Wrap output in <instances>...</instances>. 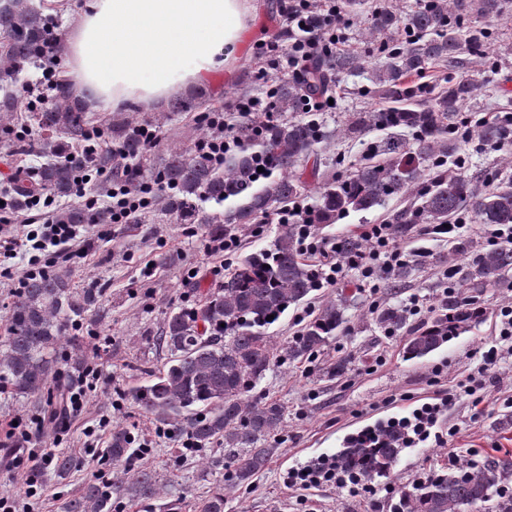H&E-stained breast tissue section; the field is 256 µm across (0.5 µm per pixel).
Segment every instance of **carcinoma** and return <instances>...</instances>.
Here are the masks:
<instances>
[{
    "label": "carcinoma",
    "mask_w": 512,
    "mask_h": 512,
    "mask_svg": "<svg viewBox=\"0 0 512 512\" xmlns=\"http://www.w3.org/2000/svg\"><path fill=\"white\" fill-rule=\"evenodd\" d=\"M363 0H339V18L348 25L358 17ZM503 0H421L409 12L381 8L372 13L366 32L378 58L372 83L387 100L382 112H354L341 134L362 140L373 130L408 129L416 141L417 161L400 156V144L386 152L366 153L356 163L336 155V176L320 180L321 153L334 134L312 122L306 102H325L334 94L338 79L364 69V58L338 49L310 61L302 69L272 81L275 108L296 117L274 121L258 116L242 120L236 130L239 148L215 164L206 150L173 145L167 150L155 180L167 188L154 205L130 216L132 224H194L211 236H222L262 224L298 203L314 183L317 200L309 219L312 229L335 223L351 212L372 211L390 200L410 196L414 205L390 218L391 232L405 238L415 224H447L460 213L475 224L512 225V174L495 172L473 178L446 170L465 140L475 136L495 151L512 150L509 121H490L475 127L456 126L458 112L479 90L478 82L458 72L473 59L488 71L497 69L499 53L492 34L474 25L473 14L498 16ZM49 19L28 0H0V120L22 111V98L12 90L16 76L40 60L50 42ZM446 72L440 86L414 83L430 65ZM27 126L37 132L32 151L47 158L42 165L19 169L11 181L12 200L24 207L36 196L59 198L74 191L81 163L77 150L95 130L84 115V105L72 98L67 84L55 87V103L29 111ZM119 150L106 149L94 156L92 166L108 169L136 191L140 171L148 166L149 148L132 129L119 123L111 129ZM271 174L254 178L258 162ZM213 202L224 210L207 212L201 204ZM59 224H107L103 210L94 214L65 207L56 212ZM301 226L281 223L272 243L241 256L216 289L201 294L190 309L166 313L156 345L169 356L163 371L129 396L141 413L161 426L173 427L174 436L188 438L196 448L217 447L224 452V468L235 484L247 486L265 470L277 448L271 438L282 430L284 409L275 400H255L250 392L272 367L288 358L302 363L315 359L337 332L346 328L349 297L343 293L325 303L281 349L267 329L290 307L311 300L322 285L319 264L304 257ZM365 248L359 237L336 239V256H352ZM441 263L460 264L461 290L448 296V314L410 327L409 312L401 303L368 310L381 328L404 333L406 357L422 359L451 341L460 330L480 320L483 289L512 279V247L481 245L469 237L448 242ZM414 266L406 263L384 276V287L396 296L409 282ZM103 312L99 295L71 287L68 277L48 271L27 280L12 306L8 336L0 346V383L17 399L30 403L39 418L61 419L70 392L83 383L82 362L72 356L73 372L63 375L58 349L78 347L75 332ZM272 319H267V316ZM383 446L366 448L347 443L336 453V467L366 481L389 475L403 451V443L381 425ZM134 434L112 430L101 467L124 468L125 476L110 482L90 478L83 489L64 503V512H116L124 501L156 498L163 485L155 471L130 468L136 455ZM75 459L60 454L53 472L66 476ZM512 477V460L497 459L477 470L447 469L428 481L400 492L397 512H480L497 494L499 483ZM193 512H224V492L215 490L197 499Z\"/></svg>",
    "instance_id": "cac0c4a2"
}]
</instances>
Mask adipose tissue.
Wrapping results in <instances>:
<instances>
[{
	"label": "adipose tissue",
	"instance_id": "obj_1",
	"mask_svg": "<svg viewBox=\"0 0 512 512\" xmlns=\"http://www.w3.org/2000/svg\"><path fill=\"white\" fill-rule=\"evenodd\" d=\"M250 13L249 0H88L67 41L72 92L147 105L232 70Z\"/></svg>",
	"mask_w": 512,
	"mask_h": 512
}]
</instances>
